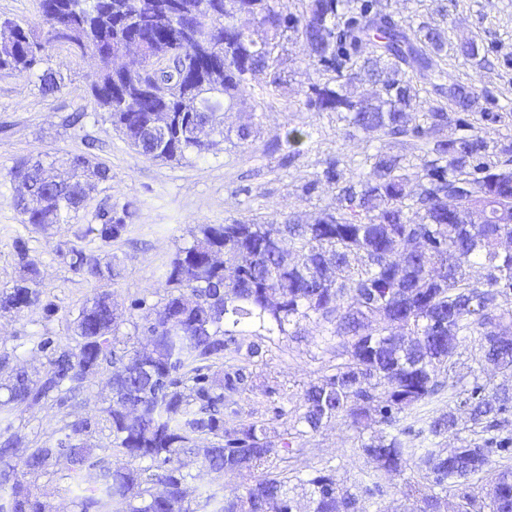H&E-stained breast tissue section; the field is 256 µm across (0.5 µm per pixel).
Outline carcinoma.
I'll list each match as a JSON object with an SVG mask.
<instances>
[{
    "label": "carcinoma",
    "instance_id": "1",
    "mask_svg": "<svg viewBox=\"0 0 512 512\" xmlns=\"http://www.w3.org/2000/svg\"><path fill=\"white\" fill-rule=\"evenodd\" d=\"M38 2V26L0 19V72L26 74L53 92L63 78L49 66V51L92 52L103 63L91 85L94 105L110 113L129 147L150 159L202 156L217 145L215 137L229 138L224 113L246 104L255 72L266 73L265 95L278 96L288 81L273 51L288 32L305 59L335 73L308 87L306 109L342 114L364 133L396 140L401 151L379 149L368 168L347 178L327 161L304 192L322 186L336 192V210L312 224L288 218L201 225L200 236L169 263V291L147 327L153 339L147 353L115 350L111 294L95 293L74 321L75 346L57 345L41 377L14 371L0 417L74 395L110 364L112 399L102 414L112 430L113 461L84 442L93 425L87 417L21 459L14 437L0 431V488L9 487L0 512H42L37 478L47 460L64 454L82 490L79 512H293L284 472L255 483L249 477L307 447L332 419L357 430L373 423L390 430L360 448L381 476L401 479L399 490L414 512H438L449 485L468 486L475 478L495 487L490 512H512V471L496 469L492 459L512 450V438L502 435L512 389L476 382L455 394L469 411L470 438L458 436L453 411L428 410L467 342L480 370H512V339L496 338L502 322L512 320V310L501 305L512 296V253L502 249L512 242V137H492L465 118L475 88L450 78L433 52L444 32L406 28L395 14L373 9V0H307L299 15L278 11L272 0ZM130 49L142 63L192 50L195 64L161 71L166 94L150 99L140 69L112 66ZM417 76L454 111L441 101L422 111L412 94ZM363 81L376 93L355 100L347 87ZM452 124L462 134L443 138ZM410 156L419 163H408ZM50 166L57 170L52 177L40 160L11 169L29 193L14 207L34 232L83 209L89 181L112 180L111 168L88 154L55 156ZM138 210L135 200L100 209L75 238L116 241ZM15 250L24 276L0 294L1 314L40 302V272L27 241L17 238ZM58 251L87 281L110 283L118 275L113 260L90 250ZM475 265L484 270L479 281L470 275ZM307 323L336 347L338 363L304 390L292 431L273 440L260 421L226 419L231 398L249 389L251 376L242 365L211 376L213 363L243 348L260 357L261 345L245 337ZM409 417L424 422L418 435H455L459 447L416 455L405 440ZM185 454L199 458L196 473L183 470ZM412 469L418 477H404ZM212 474L242 479L241 493L226 498L206 488ZM302 485L312 512H359L357 495L340 490L331 475Z\"/></svg>",
    "mask_w": 512,
    "mask_h": 512
}]
</instances>
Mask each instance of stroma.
<instances>
[{
  "mask_svg": "<svg viewBox=\"0 0 512 512\" xmlns=\"http://www.w3.org/2000/svg\"><path fill=\"white\" fill-rule=\"evenodd\" d=\"M375 6L396 14L413 29H445L440 59L450 77L476 87L481 111L508 112L504 132L512 135V0H376ZM467 43L478 49L468 60L460 52ZM277 53L283 60L287 93L271 104L249 99L225 117L226 127L252 126L253 141L243 145L234 138L222 140L208 154H191L178 163L152 160L130 149L113 129L109 113L95 110L88 94L99 68L93 55L76 58L66 50H52L50 66L64 78L60 91L52 94L42 93L26 75L0 74V291L12 288L22 275L13 246L23 230L13 205L17 184L10 170L15 163L87 151L112 170L111 181L98 184L84 209L68 223L30 233L29 256L41 271V302L19 314L0 316V357L7 359L6 366H0V382L18 365L33 376L43 374L49 352L40 347L41 338L74 343L73 322L96 286L70 269L58 246L74 242L77 225L103 205L133 198L139 202V214L122 239L108 244L88 241L84 247L102 259H120L121 274L108 286L120 315L117 345L144 347L149 343L145 326L150 307L167 292L168 263L193 241L201 225L230 219L277 224L287 213L300 223L310 222L336 206L335 194L327 188L303 191L327 160L338 159L346 171L361 163L365 154L393 150L390 140L351 128L339 114L307 111L301 104L302 92L310 84L325 82V75L302 59L294 40H282ZM295 126L311 137L302 145L286 147V133ZM272 143L279 144V151L267 152ZM137 299L144 300V307H134ZM260 343L264 354L249 366L251 387L234 396L233 407L239 417L264 422L268 434L278 437L287 432L289 419L273 417L269 404L294 408L305 387L334 359L311 326L301 335L275 333L261 337ZM111 372L110 365H102L87 380L78 403L49 400L16 412L10 432L18 441L19 455L54 442L67 422L98 415L107 407ZM359 444L357 431L348 422L335 420L314 435L306 454L287 464L269 463L254 477L288 471L297 512H311L301 481L318 471L332 473L341 488L358 493L363 512H411V503L393 485H384L383 495L375 499L359 494V487L370 483L376 471ZM69 474L68 462L60 459L49 461L39 477L50 512H77L79 490Z\"/></svg>",
  "mask_w": 512,
  "mask_h": 512,
  "instance_id": "obj_1",
  "label": "stroma"
}]
</instances>
